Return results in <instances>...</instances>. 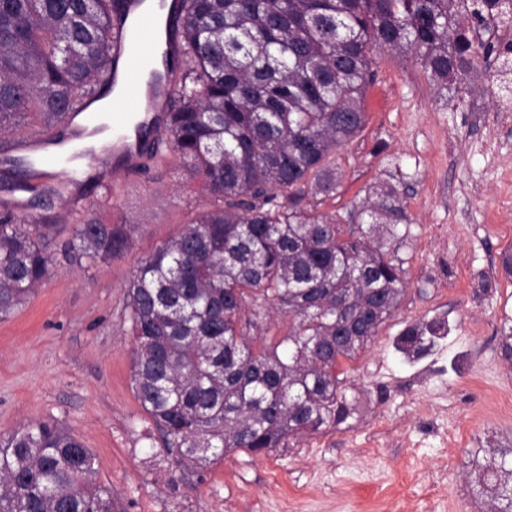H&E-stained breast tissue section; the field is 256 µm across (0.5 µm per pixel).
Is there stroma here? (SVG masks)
I'll list each match as a JSON object with an SVG mask.
<instances>
[{"mask_svg":"<svg viewBox=\"0 0 512 512\" xmlns=\"http://www.w3.org/2000/svg\"><path fill=\"white\" fill-rule=\"evenodd\" d=\"M374 59L366 125L336 153L341 184L306 200L340 212L387 180L412 224L401 303L348 364L355 417L276 453L228 454L202 473L153 447L132 389L126 290L142 258L215 204L172 153L135 177L58 195L19 194L0 168V214L24 197L25 221L49 226L55 257L53 275L0 321V434L56 421L90 448L117 512H489L478 471L512 446V363L499 351L512 319L501 263L512 248V74L492 83L479 67L443 89L413 54ZM94 218L132 225L129 249L69 264L64 243ZM436 317L447 336L404 362L393 347L400 331Z\"/></svg>","mask_w":512,"mask_h":512,"instance_id":"1","label":"stroma"}]
</instances>
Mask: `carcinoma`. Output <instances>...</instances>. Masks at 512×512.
Here are the masks:
<instances>
[{
  "label": "carcinoma",
  "instance_id": "obj_1",
  "mask_svg": "<svg viewBox=\"0 0 512 512\" xmlns=\"http://www.w3.org/2000/svg\"><path fill=\"white\" fill-rule=\"evenodd\" d=\"M115 0H0V131L62 124L112 82ZM187 71L168 135L183 175L219 205L141 260L127 289L131 381L167 457L199 472L231 452L269 454L355 414L341 370L377 336L405 290L402 193L380 182L343 214L303 206L336 194V151L365 126L374 51L413 53L434 82H463L512 57V0H175ZM497 12V40L479 39ZM41 224L0 217V320L53 270ZM130 227L86 221L82 263L129 247ZM288 334L270 350V312ZM448 332L399 334L405 359ZM483 485L512 512V448ZM0 512H112L95 458L53 421L0 436Z\"/></svg>",
  "mask_w": 512,
  "mask_h": 512
}]
</instances>
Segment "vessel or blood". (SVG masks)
<instances>
[{"instance_id": "vessel-or-blood-1", "label": "vessel or blood", "mask_w": 512, "mask_h": 512, "mask_svg": "<svg viewBox=\"0 0 512 512\" xmlns=\"http://www.w3.org/2000/svg\"><path fill=\"white\" fill-rule=\"evenodd\" d=\"M173 0H116L112 30V61L116 76L113 100L105 110L82 113L64 140L50 134L25 136L20 157L31 172L63 180H81L93 167L111 169L113 176L138 170L145 155L141 132L159 137L167 130L178 71L164 63L178 52L179 41L157 43L159 23L169 22Z\"/></svg>"}]
</instances>
